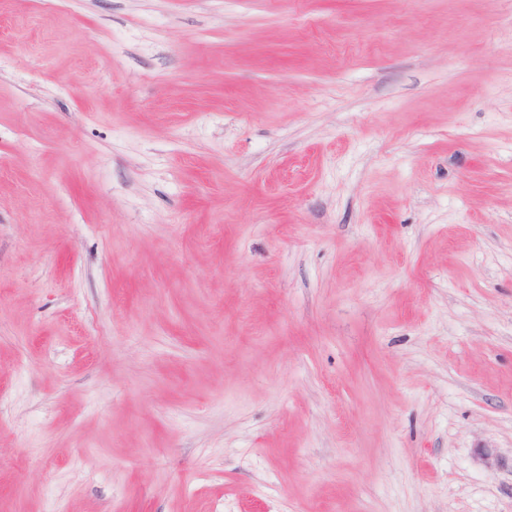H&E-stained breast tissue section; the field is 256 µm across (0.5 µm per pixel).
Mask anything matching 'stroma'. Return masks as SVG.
<instances>
[{
  "instance_id": "35a3bbf8",
  "label": "stroma",
  "mask_w": 512,
  "mask_h": 512,
  "mask_svg": "<svg viewBox=\"0 0 512 512\" xmlns=\"http://www.w3.org/2000/svg\"><path fill=\"white\" fill-rule=\"evenodd\" d=\"M0 512H512V0H0Z\"/></svg>"
}]
</instances>
